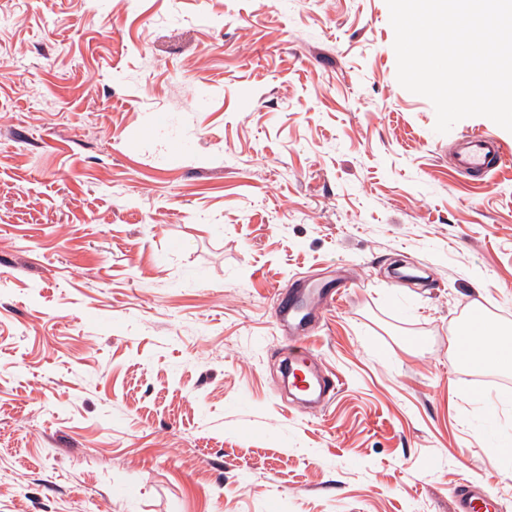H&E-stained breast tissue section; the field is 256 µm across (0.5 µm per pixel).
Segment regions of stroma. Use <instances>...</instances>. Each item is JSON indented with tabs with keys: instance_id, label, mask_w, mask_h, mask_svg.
I'll return each mask as SVG.
<instances>
[{
	"instance_id": "stroma-1",
	"label": "stroma",
	"mask_w": 512,
	"mask_h": 512,
	"mask_svg": "<svg viewBox=\"0 0 512 512\" xmlns=\"http://www.w3.org/2000/svg\"><path fill=\"white\" fill-rule=\"evenodd\" d=\"M386 0L0 9V512H512V163L458 172L397 80ZM339 378L281 381L274 292ZM453 359L483 367L512 365V336L510 333L490 331L486 325L473 328L469 335L459 336ZM292 360L288 364V377L298 393L297 400L307 404L315 400L325 401L327 405L337 394L340 381L331 378L319 380L311 367L312 355L307 345L295 344L289 348ZM454 512H506L502 499L489 489L462 486L455 494Z\"/></svg>"
}]
</instances>
